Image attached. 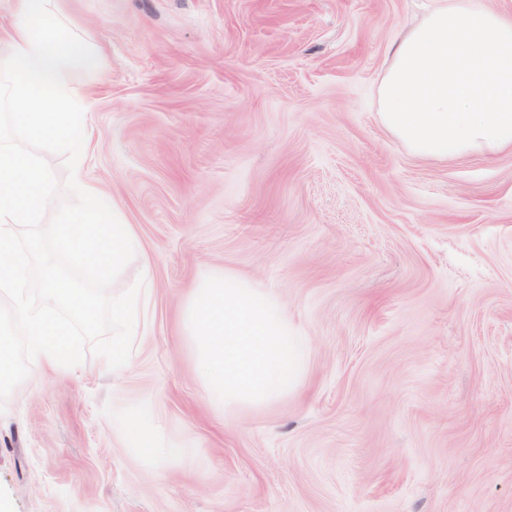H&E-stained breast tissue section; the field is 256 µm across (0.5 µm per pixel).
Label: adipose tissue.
<instances>
[{
    "mask_svg": "<svg viewBox=\"0 0 512 512\" xmlns=\"http://www.w3.org/2000/svg\"><path fill=\"white\" fill-rule=\"evenodd\" d=\"M380 120L418 156H490L512 149V7L437 0L391 50L377 88ZM135 454L165 453L151 422L130 409Z\"/></svg>",
    "mask_w": 512,
    "mask_h": 512,
    "instance_id": "adipose-tissue-1",
    "label": "adipose tissue"
}]
</instances>
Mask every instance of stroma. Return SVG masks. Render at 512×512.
Segmentation results:
<instances>
[{
	"mask_svg": "<svg viewBox=\"0 0 512 512\" xmlns=\"http://www.w3.org/2000/svg\"><path fill=\"white\" fill-rule=\"evenodd\" d=\"M433 0H64L100 68L86 179L152 273L130 368L32 364L0 413V512H512V151L415 156L377 118ZM225 273L275 298L297 389L232 413L178 315ZM141 406L183 464L122 437Z\"/></svg>",
	"mask_w": 512,
	"mask_h": 512,
	"instance_id": "1",
	"label": "stroma"
}]
</instances>
